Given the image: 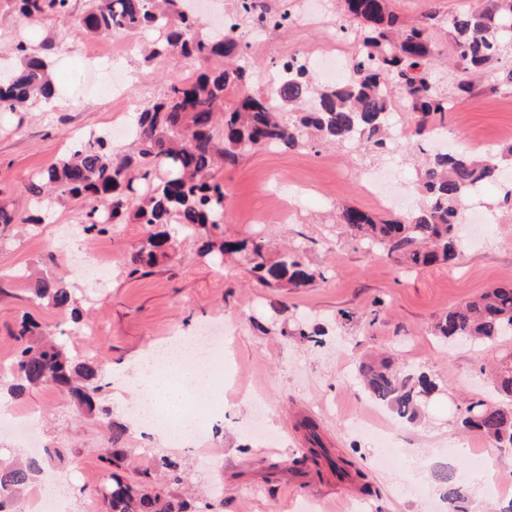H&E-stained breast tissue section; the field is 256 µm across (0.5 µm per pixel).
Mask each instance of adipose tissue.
Wrapping results in <instances>:
<instances>
[{"label":"adipose tissue","mask_w":512,"mask_h":512,"mask_svg":"<svg viewBox=\"0 0 512 512\" xmlns=\"http://www.w3.org/2000/svg\"><path fill=\"white\" fill-rule=\"evenodd\" d=\"M124 383L126 388L134 391L136 401L144 404L160 399L175 401L184 398L203 402L213 390L204 367L184 371L175 359L163 361L147 353L135 361Z\"/></svg>","instance_id":"1"}]
</instances>
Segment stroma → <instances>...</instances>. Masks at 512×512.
<instances>
[{"mask_svg": "<svg viewBox=\"0 0 512 512\" xmlns=\"http://www.w3.org/2000/svg\"><path fill=\"white\" fill-rule=\"evenodd\" d=\"M483 0H392L401 20L412 23L435 11L433 35L448 46L449 14L480 7ZM84 0H71L66 18L34 22L22 18L15 0H0V52L18 36L32 44L50 43L57 94L24 112H0V202L26 212L42 206L45 223L9 226L0 234V360H12V336L23 313L41 321L68 324L67 312L36 305L37 278L63 281L86 322H97L99 336H70L73 355L93 349L102 369L97 394L100 415L91 417L64 397L37 386L13 396L12 375L0 371V404L11 411L31 410L47 450L46 466L66 495L69 512H83L89 495L108 484L107 463L121 448L119 472L131 481L159 476L162 455L177 456L184 469L178 495L187 512H426L427 500L441 501L437 477L451 469L480 477L475 454L493 472L485 490L469 489L459 512H498L512 500V449L497 447L483 435L465 431L462 408L494 395L484 368L512 353V338L492 347L446 346L431 333L449 306L464 303L493 286L512 282V204L500 183L486 184L465 203L466 212L482 214L483 227L460 225L458 265L400 268L396 255L368 250L336 228V207L346 203L388 219L362 188L357 175L376 170L392 184H413L409 204L424 202L418 191L421 140L409 133L410 114L398 100L391 114L392 139L384 153L367 147L254 149L215 173L228 198L223 230L231 239L264 238L272 255L288 252L324 272L323 280L304 288H266L256 283L242 258L218 265L199 256L194 238L179 237L170 258L133 273L130 257L147 237L136 223L113 224L105 233L83 232L84 209L75 202L47 196L34 201L21 191L42 169L62 156L76 136L111 138L116 117L110 98L114 74L125 75L131 103L124 118L133 121L159 98L168 83L193 72L189 63L146 58L143 47L161 40L162 30L133 35L79 33ZM241 63L252 79L248 93L266 91L259 72L278 57L337 42L332 27L289 26L264 36L244 32ZM116 53L111 64L89 59L93 50ZM512 68V56L477 81L471 94L446 114L444 127L453 146L474 139L493 140L512 128V86L499 72ZM99 255L107 266L97 282L73 266L70 252ZM223 323L240 384L225 389L202 441L174 449L158 435L140 431L129 407L132 393L119 381L129 363L173 334L201 335ZM393 355L397 364L428 374L439 390L429 401L421 424L397 420L378 411L361 386L356 369L369 353ZM314 419L331 457L349 460L364 480L335 474L327 462L301 463L308 446L300 427ZM370 419L399 443L392 464L378 466L375 442L357 423ZM123 426L120 443L112 425Z\"/></svg>", "mask_w": 512, "mask_h": 512, "instance_id": "obj_1", "label": "stroma"}]
</instances>
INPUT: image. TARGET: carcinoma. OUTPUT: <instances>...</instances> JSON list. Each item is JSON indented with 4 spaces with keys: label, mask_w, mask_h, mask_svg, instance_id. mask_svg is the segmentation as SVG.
I'll return each instance as SVG.
<instances>
[{
    "label": "carcinoma",
    "mask_w": 512,
    "mask_h": 512,
    "mask_svg": "<svg viewBox=\"0 0 512 512\" xmlns=\"http://www.w3.org/2000/svg\"><path fill=\"white\" fill-rule=\"evenodd\" d=\"M21 15L29 19L64 16L71 0H17ZM271 14L256 0H238L231 32L201 34L192 15V0H88L78 28L85 34L132 33L161 27L164 40L150 56L174 61L199 62L211 68L171 81L160 99L140 112L131 148L122 154L101 136L75 145L24 186L41 199L52 190L58 198L83 199L88 224L83 231H106V224L134 222L151 229L132 258V272L152 266L173 249V224L200 243L198 254L214 262L225 255L245 253L249 270L267 287L302 288L325 280L317 270L294 257L277 261L262 238L226 240L224 184L213 170L235 162L240 152L252 149H292L315 136L341 146L362 142L386 147L393 89L407 99L411 124L418 136L443 127L445 113L471 93L475 79L512 55V0H485L480 7L448 16V62L453 81L443 90L429 66L440 55L429 30L436 12H428L404 26L390 9L389 0H340L337 32L358 42L350 73L341 84L319 82L307 62L292 57L291 64L265 95L244 93L250 81L247 70L235 64L242 45L232 31L239 23L254 24L258 13ZM50 45L34 49L19 41L11 52L20 59L9 75L0 73V111L18 112L28 102L49 101L56 94L50 73ZM308 104L293 120L283 116L284 106ZM512 166V146L489 157L452 148L427 156L419 188L425 203L403 219L375 220L352 206L339 209L338 220L355 238L372 248L400 255L407 268L435 263L454 265L458 258L457 227L463 205L476 187L493 179L497 171ZM41 214H19L0 204V225L41 224ZM37 298L64 309L72 302L70 291L55 280H42ZM433 335L448 343L496 344L512 337V283L490 288L470 301L452 306L433 325ZM60 325L22 316L14 338L19 342L10 371L15 379L10 392L32 385L65 393L79 408L92 411L101 368L93 360L70 355L60 337ZM369 396L387 407L399 420L417 422L437 383L423 372L398 371L387 359L363 361L358 367ZM501 401L479 400L466 408L461 424L485 437L512 447V365L498 376ZM309 432L312 460L326 455L313 422ZM44 460L27 457L0 460V510L17 503L41 473ZM159 467L166 480L131 485L111 474L108 494L102 496L106 512H184L172 485L182 481L180 464L166 456ZM448 512H455L463 485L455 472L443 470Z\"/></svg>",
    "instance_id": "carcinoma-1"
}]
</instances>
